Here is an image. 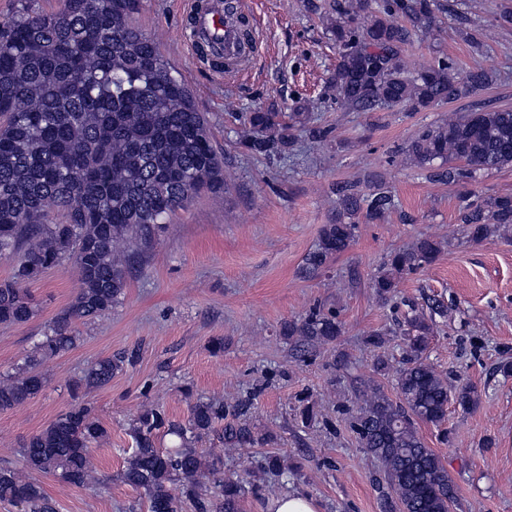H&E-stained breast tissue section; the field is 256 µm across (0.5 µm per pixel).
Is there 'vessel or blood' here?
I'll list each match as a JSON object with an SVG mask.
<instances>
[{
  "mask_svg": "<svg viewBox=\"0 0 512 512\" xmlns=\"http://www.w3.org/2000/svg\"><path fill=\"white\" fill-rule=\"evenodd\" d=\"M191 48L212 49L218 58L235 60L246 53L239 14L226 10L224 0H191Z\"/></svg>",
  "mask_w": 512,
  "mask_h": 512,
  "instance_id": "obj_1",
  "label": "vessel or blood"
}]
</instances>
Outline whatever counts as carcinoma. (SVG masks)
Instances as JSON below:
<instances>
[{
	"label": "carcinoma",
	"instance_id": "cac0c4a2",
	"mask_svg": "<svg viewBox=\"0 0 512 512\" xmlns=\"http://www.w3.org/2000/svg\"><path fill=\"white\" fill-rule=\"evenodd\" d=\"M134 0H61L50 13L23 7L0 22V256H15L10 278L0 281V324L20 325L38 312L24 284L73 257L81 282L76 296L50 322L36 353L55 356L75 346L77 324L104 316L120 303L127 286L124 245L148 241L203 191L224 190V161L214 147L203 113L196 110L178 71L157 44L129 21ZM448 6L435 0H332L323 14L338 59L331 82L336 101L350 112L411 105L427 108L468 97L488 87L492 75L471 70L460 82L445 61L416 69L404 55L413 37L434 31ZM365 15L363 25L356 23ZM322 139L309 107L294 112H245L239 144L271 156L290 150L296 133ZM402 153L429 178L457 183L476 172L512 166V110L450 112L448 118L414 134ZM340 217L327 224L307 264L318 269L344 253L357 225L342 220L366 208L380 219L394 207L378 188L363 199L354 186L333 189ZM462 223L480 242L512 225V195L474 203L462 197ZM442 241L421 236L386 255L372 282L386 300L401 279L433 263ZM405 318V349L396 369L397 397L375 381L363 393L352 428L361 447L379 460L388 489L385 512H450L456 486L435 451L419 435L418 421L440 425L453 401L478 404L474 388L448 387V375L427 362L437 326L435 315ZM302 344L336 339V316L314 309L287 328ZM134 356L101 358L74 383L100 389ZM44 387L31 365L0 380V410L25 403ZM250 404L224 405L200 398L187 424H175L153 405L133 420L134 448L123 482L139 492L147 512H239L246 479L223 474L224 460L195 448L211 434L227 448H253L266 437L247 423ZM161 433L179 443L157 445ZM107 430L91 407L78 404L31 436L21 466H0V500L21 512H57L30 474H52L86 487L96 483L93 453ZM180 483V492L172 486Z\"/></svg>",
	"mask_w": 512,
	"mask_h": 512
}]
</instances>
